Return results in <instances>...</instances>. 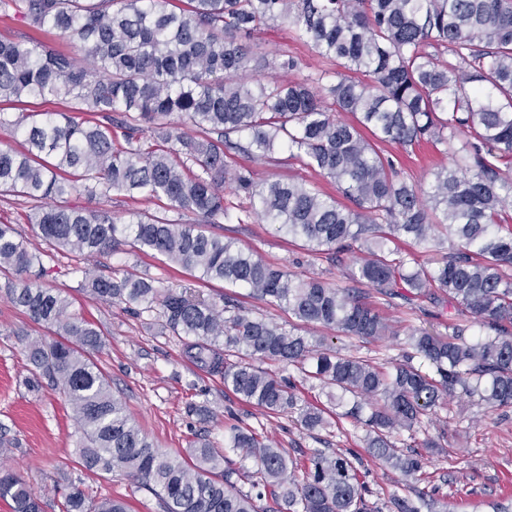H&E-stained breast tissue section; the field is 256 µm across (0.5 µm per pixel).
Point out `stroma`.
Masks as SVG:
<instances>
[{
  "mask_svg": "<svg viewBox=\"0 0 512 512\" xmlns=\"http://www.w3.org/2000/svg\"><path fill=\"white\" fill-rule=\"evenodd\" d=\"M252 42L271 55L288 51L300 64L299 70L292 72H261L264 80H296L324 65L311 47L294 41L289 26L278 22L261 29ZM384 150L397 161L405 180L423 189L431 184L436 167L452 164L448 155L437 153L428 145L408 152L388 144ZM230 162L249 168L259 184L303 179L321 192L336 191L330 179L305 168L284 152L275 153L270 161H254L235 154ZM64 204L106 211L116 217L134 212L160 217L171 214L166 201L149 202L116 193L91 199L76 192ZM34 206V201L11 193L0 195V222L11 224L19 237L42 253V285L65 290L72 312L101 329L105 344L94 359L110 376L113 395L123 402L130 418L155 447L183 456L196 441L207 439L220 448L231 427L238 426L261 432L274 447L291 452L314 448L328 453L339 448L364 452L366 429L352 420H342L336 428L310 431L300 425L297 413L265 415L225 392L222 375L190 362L181 342L162 334L155 314L92 300L84 291V271L97 266L102 274L118 277L124 270L134 269L151 278L156 287L184 290L214 301L228 297L254 315L283 326L290 320L287 311L254 299L248 289L219 281H199L164 257L128 245L100 263L53 249L33 236L26 216ZM211 231L233 240L242 249L259 252L268 262L298 276H318L342 287L350 284L348 273L356 254L343 253L333 262L312 256L285 232L253 218L240 222L232 216L212 225ZM8 286V276L0 273V446L11 449L1 463L25 479L41 497L44 512H59L61 493L71 483L83 484L95 498L124 500L128 512H164L160 499L135 477L119 471H88L77 450L78 433L70 405L50 384H43L37 391L28 390L25 380L30 363L25 339L44 335L45 330L13 305ZM363 296L386 319L393 331L391 337L365 344L336 330L303 323L298 326L300 334L324 338L328 347L341 353L391 366L403 360L404 335L409 328L424 327L444 337L454 318L453 307L444 301L420 299L408 304L398 299L390 304L370 287L365 288ZM428 439L435 440V447H425ZM394 441L397 448L411 447L422 453L435 489L432 512H497L500 506H512V407L491 408L477 399L458 396L438 407L418 432H400ZM365 469L373 501L383 505L391 495L408 494L398 471L370 460Z\"/></svg>",
  "mask_w": 512,
  "mask_h": 512,
  "instance_id": "obj_1",
  "label": "stroma"
}]
</instances>
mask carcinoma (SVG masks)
<instances>
[{"label": "carcinoma", "mask_w": 512, "mask_h": 512, "mask_svg": "<svg viewBox=\"0 0 512 512\" xmlns=\"http://www.w3.org/2000/svg\"><path fill=\"white\" fill-rule=\"evenodd\" d=\"M0 0V16L20 17L36 31H57L82 61L35 38H0V129L23 140L0 147V193L43 201L28 223L48 245L85 257L108 256L126 243L154 251L201 281L250 290L298 321L331 327L366 344L390 334L385 319L356 288L319 277L300 278L208 234L231 204L224 185L255 215L278 226L308 251L334 262L360 254L350 280L407 303L435 292L479 332L448 338L425 328L409 333L405 360L386 369L360 356L331 353L321 342L229 302L220 307L152 280L86 277L102 304L123 303L157 314L163 332L183 341L190 361L224 373L225 391L271 414L300 409L308 429L339 418L367 428L368 453L405 480L427 481L421 455L395 447L392 434L414 432L445 398L461 393L491 408L512 407V0ZM294 30L340 70L287 83L255 81L249 70L293 71L296 57L275 61L254 51L251 38L269 22ZM436 45L448 51L425 50ZM59 97L85 118L66 112L7 111L3 104ZM118 113L119 117L112 116ZM346 112L348 122L339 117ZM468 136L462 150L455 148ZM153 143H148V140ZM423 142L457 155L424 192L400 176L382 145ZM235 150L255 159L279 150L336 184L338 196L304 180L255 183L250 170L227 162ZM123 194L166 199L197 222L141 213L117 221L108 212L69 208L58 200ZM450 243L436 266L394 247ZM41 254L0 223V272L15 275L11 302L50 335L27 341L28 388L48 380L71 406L79 455L90 471L126 470L163 502L165 512H379L362 480V459L350 450L313 449L288 457L254 430L230 429L224 448L200 440L189 455L153 443L113 396L93 360L101 331L69 312L56 288L36 282ZM419 364H414V360ZM294 366L336 388L328 405L298 407L296 386L254 361ZM232 451L252 466H234ZM301 470L302 480L288 475ZM249 485L244 492L239 485ZM394 495V512H421L431 494ZM0 498L12 512H42V502L8 470ZM62 512H126L120 500L91 497L72 484Z\"/></svg>", "instance_id": "1"}]
</instances>
